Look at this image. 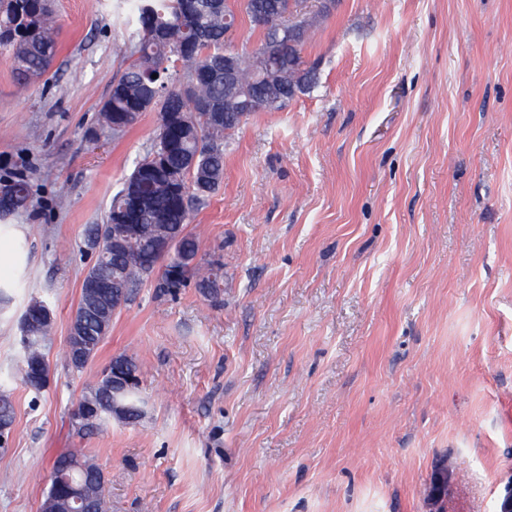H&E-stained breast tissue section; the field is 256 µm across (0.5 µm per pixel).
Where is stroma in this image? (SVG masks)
I'll return each instance as SVG.
<instances>
[{
    "instance_id": "stroma-1",
    "label": "stroma",
    "mask_w": 512,
    "mask_h": 512,
    "mask_svg": "<svg viewBox=\"0 0 512 512\" xmlns=\"http://www.w3.org/2000/svg\"><path fill=\"white\" fill-rule=\"evenodd\" d=\"M134 0H54L53 69L18 89L0 49V512H40L54 457L96 458L111 512H500L512 492V0H336L304 47L319 85L244 118L193 206L221 303L143 283L92 363L65 341L103 223L159 114L99 113L133 59ZM51 304L50 381L18 371L19 323ZM145 415L79 436L112 357ZM441 498L428 496L436 473Z\"/></svg>"
}]
</instances>
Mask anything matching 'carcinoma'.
<instances>
[{"instance_id": "carcinoma-1", "label": "carcinoma", "mask_w": 512, "mask_h": 512, "mask_svg": "<svg viewBox=\"0 0 512 512\" xmlns=\"http://www.w3.org/2000/svg\"><path fill=\"white\" fill-rule=\"evenodd\" d=\"M267 19L255 14L253 0H234V7L216 9L211 0H137L136 17L128 33L137 58L131 61L114 81L122 95L109 94L101 109L103 125L116 132L133 126L140 115L151 108L160 112L155 141L146 154L135 161L127 185L133 180L146 183L149 204L134 209L121 188L112 198L106 222L94 224L87 231L90 239L103 237L100 272L122 285L107 306L130 303L137 286L154 275L157 267H171L169 259L151 249L148 240L159 234L170 239L182 257L178 283L164 281L173 291L192 283L205 298L218 300L224 282V264L204 265L196 262L199 245L186 231L191 202L215 191L224 177V141L241 123L238 102L246 95L265 92L271 102L266 112H277L291 101L288 86L305 82L302 93L309 94L318 86L317 67L309 63L303 49L313 22L292 20L298 4L290 0H265ZM246 15L264 30L263 42L253 53H238V76L232 88L224 86V16L232 19ZM168 31V40L152 41L148 30ZM59 27L50 0H0V47L26 59L25 69L15 72L19 84L41 78L50 68L58 51ZM183 69L191 91H182L170 70ZM159 75L155 82L151 75ZM156 83L164 87L163 95L146 100V86ZM206 171L210 182L206 189L196 188L199 172ZM126 208L130 223L144 225L141 235L127 237L112 250V212ZM40 300L33 299L25 310L30 334L21 336L23 357L19 370L25 385L34 390L44 388L42 381L50 368L43 349L49 340L52 323L41 314ZM86 310L85 336L100 345L108 333L96 317L95 298L89 277L81 284L77 310ZM139 372L135 360L120 354L112 358L107 371L93 385L85 388L81 398L90 399L97 414L85 424L73 421L78 434L104 431L112 421V399L127 406L128 420H139V386L112 392L116 373ZM0 422L12 425L15 408L11 393L0 389ZM99 464L90 458L71 472L75 481L95 480L98 512H108L105 481L98 477Z\"/></svg>"}]
</instances>
